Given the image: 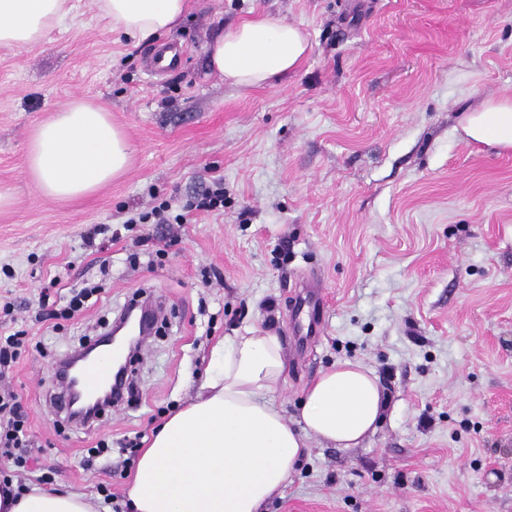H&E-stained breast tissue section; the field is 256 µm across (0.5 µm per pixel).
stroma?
<instances>
[{"mask_svg": "<svg viewBox=\"0 0 512 512\" xmlns=\"http://www.w3.org/2000/svg\"><path fill=\"white\" fill-rule=\"evenodd\" d=\"M30 49L0 47V335L30 346L0 390L20 394L38 465L29 487H108L122 512L153 427L195 393L214 345L279 336L274 403L295 419L303 389L342 360L377 375L387 413L358 447L311 442L267 512H512V153L467 140L464 107L512 95V0H189L162 42L117 38L95 0H72ZM256 15L302 27L297 73L239 89L210 75L205 44ZM182 53L153 77L158 46ZM103 103L133 153L125 173L73 201L27 172L35 128L70 100ZM224 211L196 209L215 180ZM186 223L132 224L160 203ZM96 232L94 246L86 236ZM102 301L46 327L50 278ZM324 289L316 334L298 336L302 285ZM164 318L135 359L133 388L78 425L53 404L55 361L132 299ZM110 453L84 466L88 449Z\"/></svg>", "mask_w": 512, "mask_h": 512, "instance_id": "stroma-1", "label": "stroma"}]
</instances>
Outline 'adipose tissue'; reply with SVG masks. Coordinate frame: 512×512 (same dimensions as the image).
Returning a JSON list of instances; mask_svg holds the SVG:
<instances>
[{"label": "adipose tissue", "mask_w": 512, "mask_h": 512, "mask_svg": "<svg viewBox=\"0 0 512 512\" xmlns=\"http://www.w3.org/2000/svg\"><path fill=\"white\" fill-rule=\"evenodd\" d=\"M67 0H0V45L26 49L66 14ZM113 33L140 43L171 34L187 0H97ZM312 49L306 32L256 16L207 44L213 74L239 88L261 87L294 73ZM461 129L476 142L512 151V97L486 100L463 113ZM129 146L99 102L77 98L33 132L27 168L56 201L88 196L126 169ZM287 369L278 336L255 329L224 337L196 393L151 434L125 502L129 512H266L310 439L358 446L375 432L387 397L363 363L344 360L304 391L295 420L273 404ZM98 496L53 487L19 489L0 482V512H101Z\"/></svg>", "instance_id": "obj_1"}]
</instances>
